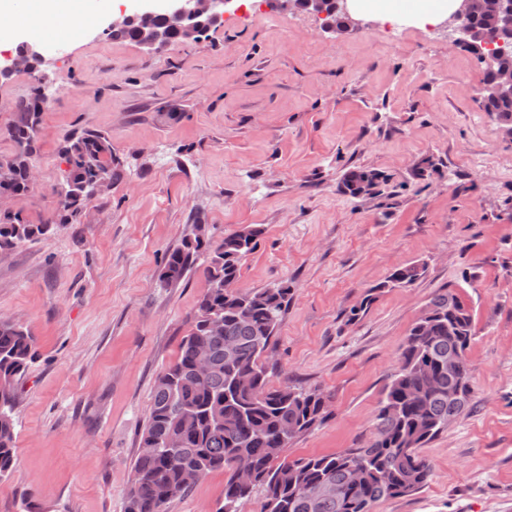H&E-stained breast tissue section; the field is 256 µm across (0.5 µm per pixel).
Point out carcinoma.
<instances>
[{
	"label": "carcinoma",
	"mask_w": 512,
	"mask_h": 512,
	"mask_svg": "<svg viewBox=\"0 0 512 512\" xmlns=\"http://www.w3.org/2000/svg\"><path fill=\"white\" fill-rule=\"evenodd\" d=\"M167 32L169 44L186 39L167 19H155ZM117 41L139 45L135 26L112 29ZM484 112L512 122V99L487 100ZM43 102L40 88L14 104L16 119L0 129L14 151L0 157V193L23 194L30 190L29 165L38 150V128ZM61 152L70 166L61 187L55 217L42 224H27L13 212H0V251L47 238L60 224H73L90 203L92 181L121 179V164L112 155L107 137L83 129L64 137ZM380 175L371 170L350 169L341 188L354 195L363 183L376 186ZM263 229L246 226L215 242L186 236L168 251L159 273L169 286L205 264L206 289L190 319L175 362L157 377L141 447L157 444L151 454L138 453L128 490L125 512H166V505L187 493L184 472L201 468L207 474L224 473V500L216 512H241L242 502L255 489L263 491L261 512H373L375 503L409 495L426 484L431 467L419 449L448 428V418L458 417L460 405L448 398V388L470 393L471 368L465 351L473 333V317L454 290L436 293L427 308L433 317H419L400 352L398 366L385 385L375 415L370 440L359 448L287 461L282 453L289 441L310 430L327 413V399L319 391L290 384L269 385L263 359L288 306L290 288L280 285L261 291L235 288L242 261L256 245ZM424 272L421 265L396 269L389 277L393 287H407ZM223 323L220 333L206 328L209 318ZM232 343L237 358L228 363L224 348ZM208 353L211 368L204 378L195 372L198 345ZM35 337L24 327L0 319V480L10 477L16 465V390L35 358ZM459 357L453 376H448V355ZM224 421H219V417ZM180 439L179 447L167 441ZM249 458L255 479L241 485L235 473L238 457ZM359 463L362 481L351 480L350 470ZM330 481L336 496L311 503L307 485Z\"/></svg>",
	"instance_id": "1"
}]
</instances>
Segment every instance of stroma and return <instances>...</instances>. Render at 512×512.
<instances>
[{
	"instance_id": "1",
	"label": "stroma",
	"mask_w": 512,
	"mask_h": 512,
	"mask_svg": "<svg viewBox=\"0 0 512 512\" xmlns=\"http://www.w3.org/2000/svg\"><path fill=\"white\" fill-rule=\"evenodd\" d=\"M241 2L155 54L107 35L137 0H78L79 29L0 36V58L26 42L51 62L37 184L12 211L56 213L68 133L102 132L126 168L76 223L0 252V318L37 340L0 512H124L155 380L206 288L202 269L168 287L159 272L197 223L217 240L262 227L237 286L290 287L269 380L318 389L329 411L291 460L369 441L412 325L440 289L458 292L473 313L469 404L421 448L428 482L374 512H512V143L481 108L483 64L427 27L332 39L305 12ZM356 167L382 175L359 197L339 186ZM413 263L414 284L386 287ZM223 499L214 472L167 512Z\"/></svg>"
}]
</instances>
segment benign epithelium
Listing matches in <instances>:
<instances>
[{"instance_id":"1","label":"benign epithelium","mask_w":512,"mask_h":512,"mask_svg":"<svg viewBox=\"0 0 512 512\" xmlns=\"http://www.w3.org/2000/svg\"><path fill=\"white\" fill-rule=\"evenodd\" d=\"M332 3L342 16L338 25L328 20ZM274 7L280 12L305 11L321 19L322 31L334 37L364 25V21L349 14L347 0H274ZM239 9V0H161L159 6L145 5L120 13L112 18L110 27L123 26L137 18L147 21L161 15L174 22L191 39L223 22L225 17ZM476 10L496 17L498 28L493 40L483 38L471 24L470 19ZM440 32L452 47L475 50L484 68L492 73L491 81L481 88L483 98H512V67L500 64L501 55L512 49V0H460L458 8L440 27ZM34 57L40 59L42 55L31 46L23 54L0 59V81L8 82L16 73L26 71L37 76L40 84H46L45 75L33 67Z\"/></svg>"}]
</instances>
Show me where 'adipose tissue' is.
I'll return each mask as SVG.
<instances>
[{
  "label": "adipose tissue",
  "instance_id": "adipose-tissue-1",
  "mask_svg": "<svg viewBox=\"0 0 512 512\" xmlns=\"http://www.w3.org/2000/svg\"><path fill=\"white\" fill-rule=\"evenodd\" d=\"M350 9L357 15H368L383 21L415 19L418 25L440 24L453 10L452 0H350ZM75 0H29L28 7L16 0H0V29L19 28L25 31L53 26L70 29L81 25Z\"/></svg>",
  "mask_w": 512,
  "mask_h": 512
}]
</instances>
